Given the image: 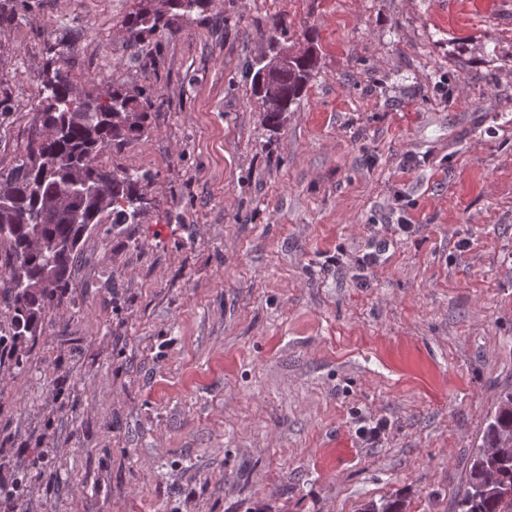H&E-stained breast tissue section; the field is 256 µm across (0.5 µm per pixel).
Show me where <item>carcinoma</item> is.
Segmentation results:
<instances>
[{
  "label": "carcinoma",
  "instance_id": "cac0c4a2",
  "mask_svg": "<svg viewBox=\"0 0 512 512\" xmlns=\"http://www.w3.org/2000/svg\"><path fill=\"white\" fill-rule=\"evenodd\" d=\"M161 11L145 0L124 20L138 46L168 26L166 14L185 21L204 11L211 0H162ZM313 40L290 61L277 67H249L254 95L264 105L265 124L276 129L316 72ZM40 119L48 134L31 141L6 174L0 172V242L8 244L0 260V287L10 289L7 329L0 328V345L14 349L28 340L47 308L63 302L72 272L80 259V244L88 226L112 218V228L136 223L138 203L151 177L137 171L106 169L98 157L108 149L144 135L151 109L142 91L112 89L102 97L78 98L67 74L48 65L40 90ZM111 202L101 212V196ZM512 391L505 392L487 419L482 448L474 454L455 512H512V463L499 467L496 486L477 494L484 480V449L503 448L512 457Z\"/></svg>",
  "mask_w": 512,
  "mask_h": 512
}]
</instances>
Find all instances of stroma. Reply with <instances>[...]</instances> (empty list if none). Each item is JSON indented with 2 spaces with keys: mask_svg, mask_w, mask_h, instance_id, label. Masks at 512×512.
Listing matches in <instances>:
<instances>
[{
  "mask_svg": "<svg viewBox=\"0 0 512 512\" xmlns=\"http://www.w3.org/2000/svg\"><path fill=\"white\" fill-rule=\"evenodd\" d=\"M11 6L0 169L56 57L145 90L100 162L152 182L0 362V512H454L512 390V0H211L137 54L138 0ZM276 20L319 63L272 131ZM388 224L417 230L358 278Z\"/></svg>",
  "mask_w": 512,
  "mask_h": 512,
  "instance_id": "1",
  "label": "stroma"
}]
</instances>
